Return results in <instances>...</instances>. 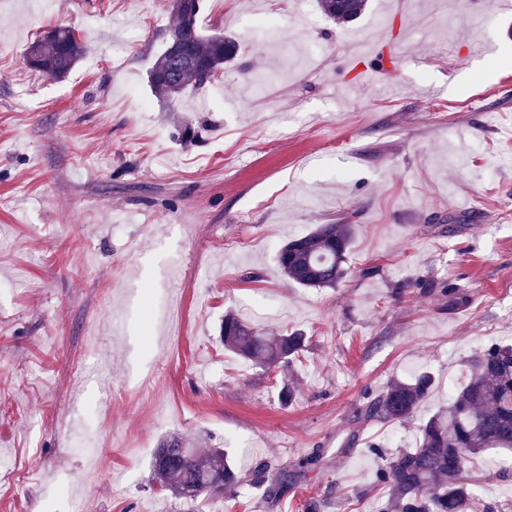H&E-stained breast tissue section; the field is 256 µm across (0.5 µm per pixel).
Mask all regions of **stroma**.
<instances>
[{
    "label": "stroma",
    "mask_w": 512,
    "mask_h": 512,
    "mask_svg": "<svg viewBox=\"0 0 512 512\" xmlns=\"http://www.w3.org/2000/svg\"><path fill=\"white\" fill-rule=\"evenodd\" d=\"M446 2L370 0L340 26L288 0L284 51L257 27L276 0H203L199 31L237 37L236 64L223 95L171 108L149 83L169 0H0V512H372L370 445L414 446L467 358L512 341V0ZM135 5L137 33L118 23ZM60 25L86 53L50 79L26 53ZM320 224L355 225L348 273L296 287L276 254ZM230 312L307 347L285 373L245 363L220 340ZM420 372L417 419H363ZM172 436L224 449L241 484L173 498L152 480ZM474 478L512 503V452Z\"/></svg>",
    "instance_id": "35a3bbf8"
}]
</instances>
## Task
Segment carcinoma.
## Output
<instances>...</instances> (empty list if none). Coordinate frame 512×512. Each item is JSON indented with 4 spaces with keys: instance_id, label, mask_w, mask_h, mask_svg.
<instances>
[{
    "instance_id": "carcinoma-1",
    "label": "carcinoma",
    "mask_w": 512,
    "mask_h": 512,
    "mask_svg": "<svg viewBox=\"0 0 512 512\" xmlns=\"http://www.w3.org/2000/svg\"><path fill=\"white\" fill-rule=\"evenodd\" d=\"M369 0H318L320 11L338 25L356 21ZM176 24L149 74L154 95L177 103L190 88L211 84L206 72L222 70L238 55L236 39L198 32L200 0H171ZM83 42L68 27H56L28 48L37 71L62 77L79 61ZM355 236L353 224H320L288 240L277 263L283 275L303 288H334L346 275V258ZM300 331L266 336L230 313L224 316V347L264 370L284 369L304 350ZM467 380L458 396L426 417L412 448L394 456L373 447L381 460L374 485L386 489L373 512H507V506L480 500L470 483L479 454L487 448L512 450V344L491 343L466 360ZM433 378L422 373L393 380L362 410L367 420L404 423L428 397ZM153 479L174 498L194 501L219 486L240 482L237 471L216 448L201 453L178 436L162 442L154 454Z\"/></svg>"
}]
</instances>
